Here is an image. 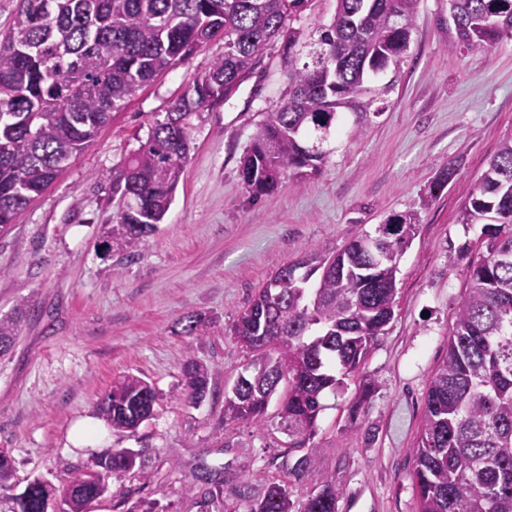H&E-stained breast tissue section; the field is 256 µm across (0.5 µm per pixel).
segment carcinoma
<instances>
[{
	"instance_id": "carcinoma-1",
	"label": "carcinoma",
	"mask_w": 512,
	"mask_h": 512,
	"mask_svg": "<svg viewBox=\"0 0 512 512\" xmlns=\"http://www.w3.org/2000/svg\"><path fill=\"white\" fill-rule=\"evenodd\" d=\"M312 0H20L0 41V230L19 215L141 87L197 46L224 39V54L198 74L112 180L122 206L104 242L133 253L164 220L182 178L190 118L225 100L282 40L288 94L264 113L240 161L255 198L285 178L318 173L343 115L362 137L390 85L375 76L410 48L421 0H335L330 20L294 26ZM448 48L484 53L512 37V0H448ZM442 171L422 205L442 192ZM463 224L483 225L486 255L469 267L446 353L430 376L419 437L412 448L419 512H512V135L504 138L461 209ZM394 234L376 231L337 253L319 249L279 268L233 320L231 335L252 360L224 390V421L263 426L278 396L285 480L240 493L244 512H337L332 474H318L314 444L321 397L361 370L394 317L396 274L415 218L396 216ZM18 318L0 319V359L9 355ZM182 389L192 401L210 393L208 367L187 358ZM157 393L124 375L98 406L112 428L135 431L153 415ZM102 479L140 468L117 448L95 461ZM56 490L33 479L14 495L19 512H44L58 491L70 512H85L101 492L88 472L64 466ZM314 485H309V482Z\"/></svg>"
}]
</instances>
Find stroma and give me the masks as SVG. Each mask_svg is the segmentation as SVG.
I'll list each match as a JSON object with an SVG mask.
<instances>
[{
  "mask_svg": "<svg viewBox=\"0 0 512 512\" xmlns=\"http://www.w3.org/2000/svg\"><path fill=\"white\" fill-rule=\"evenodd\" d=\"M223 52V40L211 41L138 89L0 232V319L25 311L0 364V450L19 481L55 487L63 465L138 451L142 471L112 479L88 512H130L141 501L156 512H200L211 486L197 476L206 469L235 503L248 477L281 476L288 437L274 401L265 426L224 420V389L248 361L229 334L233 320L281 266L412 214L418 230L399 259L394 317L362 369L375 389L359 401L353 378L325 392L314 443L323 470L336 476L338 512H418L412 450L428 380L467 294L468 265L486 254L481 225L460 223V209L512 134V38L485 54L449 49L448 0H422L406 58L381 78L390 90L366 135L352 140L339 130L318 175L284 180L272 197L255 199L239 179L240 158L288 84L279 46L267 47L230 97L191 117L189 158L163 223L134 255L103 252L99 236L119 205L113 177ZM448 167L453 179L422 207ZM194 314L209 325L185 335ZM189 357L211 372V392L198 404L181 393ZM129 373L159 391L153 418L135 433L109 428L75 446L73 428L98 421V402Z\"/></svg>",
  "mask_w": 512,
  "mask_h": 512,
  "instance_id": "35a3bbf8",
  "label": "stroma"
}]
</instances>
